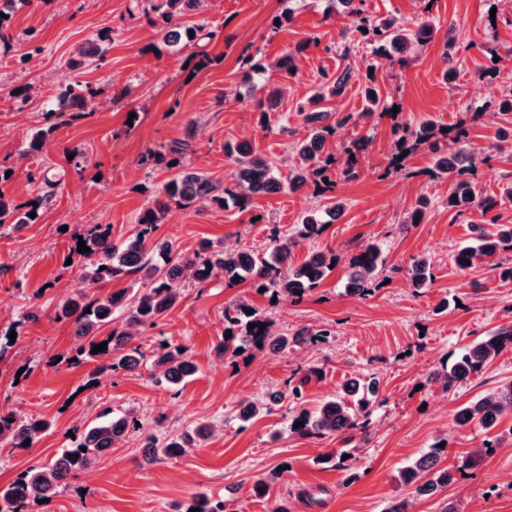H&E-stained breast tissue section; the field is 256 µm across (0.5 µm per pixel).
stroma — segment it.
Returning <instances> with one entry per match:
<instances>
[{"instance_id": "1", "label": "stroma", "mask_w": 512, "mask_h": 512, "mask_svg": "<svg viewBox=\"0 0 512 512\" xmlns=\"http://www.w3.org/2000/svg\"><path fill=\"white\" fill-rule=\"evenodd\" d=\"M145 7V0H33L9 19L16 39L9 52H0V167L10 169L6 187L22 202L38 192L26 180L33 165L48 170L59 186L38 223L0 238V303L8 307L0 314V334L16 333L0 359V402L53 421L31 447L0 453V487L70 447L73 436L107 410L135 416L145 431L160 437L201 419L212 422L215 433L207 447L149 466L141 463L138 436H130L35 512H172L174 504H189L202 492L233 500L236 512H268L274 496L300 489L314 501L295 504L294 512H382L391 498L405 494L396 478L407 460L439 442L444 464L453 466L492 435L500 437V445L474 476H458L444 494L414 498L411 512H438L445 497L460 500L467 512H512V414L490 432L454 422L459 407L512 380V351L454 390L428 381L459 347L512 323V280H502L489 263L463 272L455 267L454 251L483 217L475 209L461 215L448 210V182L431 177L427 149L408 156L402 170L388 172L390 116L337 127L327 140V151L341 168L346 147L369 138L358 157L357 178L338 180L334 196L285 190L255 196L247 211L199 203L172 210L159 224L156 238L182 251L204 239L261 250L268 245V225L290 234L307 212L326 211L338 197L347 204L344 215L314 242L317 249L335 250L337 266L301 302L273 301L251 281L228 288L219 277L206 287L186 289L168 317L137 336L147 354L163 342L184 348L198 367L188 381L158 386L143 367L102 376L98 386L88 387L94 364L78 359L81 340L72 323L55 318L67 295L83 287L79 265L67 262L76 236L91 225L108 224L114 237L126 238L156 191L173 177V170L141 165L142 154L191 139L189 168L222 183L232 170L225 143L249 141L256 153L281 163L293 142L308 133L295 105L325 72L352 71L345 94L327 104L332 112L361 110V76L373 63L382 94L398 106L400 119L464 125L468 148L487 158L477 170L481 188L499 194L512 180V143L499 138L512 124L497 110L504 89L512 87V0H364L367 16H391L410 29L430 17L440 27V35L404 68L374 59L368 37L355 31L340 0H210L202 14L185 18L188 25L223 31L207 48L213 64L194 73L186 67L188 52L158 46ZM451 27L458 36L457 75L448 81L442 32ZM103 29L112 33L104 63L74 66L78 49ZM303 40L310 46L294 76L273 69V62ZM33 41L41 53L30 54ZM247 50L269 65L260 81L246 76ZM490 67L494 75L479 78V70ZM78 81L99 91L92 115L58 128L42 153L26 155L32 132L45 122L46 101ZM30 84L39 87V97L21 101L18 89ZM276 87L284 90L280 106L261 121L257 103ZM474 108L482 111L475 120ZM132 110L140 120L130 129ZM74 146L91 157L85 171L65 160L66 149ZM423 198L430 205L422 224L401 229ZM369 241L381 243L385 265L370 295L348 294V259ZM422 254L432 259L435 281L416 294L403 270ZM240 296L272 320L276 332L327 325L335 337L288 354L253 347L216 357L224 309ZM34 308L38 319H25ZM313 367L323 376L305 389L311 407L335 395L351 376L377 374L379 395L365 433L348 441L302 437L289 429L286 403L250 422L237 420L241 401L267 400L269 393L284 390L293 374ZM341 450L360 473L350 485L342 470L316 462L319 455ZM267 477L273 480L271 494L258 497L253 485Z\"/></svg>"}]
</instances>
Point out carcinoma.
Masks as SVG:
<instances>
[{
  "instance_id": "obj_1",
  "label": "carcinoma",
  "mask_w": 512,
  "mask_h": 512,
  "mask_svg": "<svg viewBox=\"0 0 512 512\" xmlns=\"http://www.w3.org/2000/svg\"><path fill=\"white\" fill-rule=\"evenodd\" d=\"M205 2L207 0H162V3L151 6V11L145 12V16L148 24L162 35L166 45H181L187 49L198 45L203 39L213 41L219 36L216 29L207 30L202 25L185 26L180 22L182 16L200 9ZM340 2L348 7V16L355 30L371 36L373 54L390 57L393 63L401 67L407 66L411 53L424 48L437 33L436 26L430 20L409 30L393 19L377 22L363 15L354 0ZM110 42L108 35L99 34L91 48L80 52V55L102 62ZM310 44L311 41L306 40L295 50L286 52L273 67L290 74L296 68L297 56ZM455 47L456 39L450 28L443 56L446 65L444 77L447 80L456 74ZM351 78L348 69L339 74H325L309 97L297 102V115L308 125L309 132L305 139L294 145V157L284 178L277 174L268 159L255 153L247 142H240L227 150L233 164L231 183L228 185H218L187 168L183 159L191 147L188 142L192 138L190 134L187 139L175 143L164 152L150 150L142 157V163L148 166H179L181 170L162 186L158 197L140 215L135 231L123 244L112 241L110 224H95L81 234L89 251L80 253L75 249L73 253L77 254L80 262L81 278L92 292L84 291L67 298L55 313L56 319L73 323L76 336L87 339V346L81 347L78 355L99 362L93 377L118 370L132 372L137 369L144 355L140 348L133 346L134 336L145 327L156 326L159 320L179 305L183 299V271L186 269L192 271L191 279L201 288L220 276L224 277L227 287L252 280L265 289H273V295L278 298H292L297 302L317 288L336 268L337 257L332 250H311L302 263L295 265L292 262L294 249L312 242L321 233L322 221L314 214L304 216L292 235L281 232L278 225H273L266 257L208 241L202 242L192 252L176 254L171 242L156 240L153 234L171 209H188L200 202L203 196L221 208L229 198L244 211L251 206L254 196L277 193L285 188L290 191L312 188L317 194L333 191L336 187V167L334 156L325 152L328 137L335 133L338 126L355 125L389 109L386 98L380 95L371 77L362 90L363 111L348 112L333 122V113L310 110V106L328 97L341 95ZM95 97V89L77 81L59 96L60 103L48 102L45 112L54 122L36 130L30 140L28 153L33 155L41 152L58 127L90 110ZM281 97L282 90L277 89L259 100L261 118L266 119L268 113L277 110ZM392 135V167H400L398 157L403 151L412 153L420 148L428 149L435 154L430 174L448 179V209L456 213L477 209L487 217V223L494 226V230L489 231L483 224L472 225L475 235L473 244L461 246L453 255L454 265L459 270H468L478 262H494L502 252L512 250V224L499 223V217L495 214L503 205L512 203V182L497 196L487 195L479 188L475 175L484 159L462 147L466 142L465 128H457L454 136L450 137L443 128L430 121L420 124L399 122L394 125ZM26 177L29 183L39 184L42 193L32 202L18 204L11 193L0 187L1 237L36 223L42 209L49 206L55 195L58 183L48 178L46 170L30 169ZM31 212L36 216H29ZM348 264V290L359 296L368 295L372 292L377 272L383 266L380 245L368 242L360 246L351 254ZM432 269L429 257L414 258L405 271L409 287L415 292L430 287L434 281ZM121 279L128 282L126 288L103 297L94 293V289ZM118 309L123 310L125 316L123 325L112 328L108 336L98 338L99 330L112 322V316ZM251 324L254 325L252 329L249 328ZM224 331V340L215 347V354L219 358L229 351L237 353L248 346L269 345L280 351H293L297 346L323 343L331 335L330 330L316 326H302L291 335L277 334L273 331L272 322L244 299L224 309ZM103 343L107 344L106 350L92 353L95 346ZM509 350H512V324L500 326L460 347L451 363L436 370L430 381H439L445 390L450 391L480 375L497 356ZM151 367L152 380L160 386L182 382L197 372V366L186 352L168 344H162L155 350ZM318 373L320 370L315 369L299 378H289L285 391L270 396V400L280 402L286 398L291 403L302 404L305 386ZM343 392L355 397V401L348 404L338 396L324 401L313 412L301 410L292 420L294 424L302 423L295 432L306 438L322 440L343 435L350 437L365 429L372 398L377 394L376 377H371L366 383L356 378L350 379L345 382ZM263 410L264 403L248 401L240 405L237 418L248 422ZM506 411L512 412V381L460 408L454 420L460 427L477 422L484 429L492 430ZM50 427L51 421L44 417L22 415L11 407L1 405L0 450L23 448L27 441L35 440ZM138 430L137 419L129 415L111 416L90 427L75 445L62 449L53 462L33 465L18 474L7 487L0 488V512H29L38 505V501H45L67 487L116 441ZM213 433V425L207 420L197 422L194 427L176 436L160 438L143 433L140 435V445L144 448L143 462L151 465L180 456L188 448H203ZM497 447L498 443L486 440L461 463L448 467L441 465L443 449L435 445L400 468L397 482L413 489V494L417 496L435 495L454 483L457 474L476 470ZM317 462L347 469L348 483L358 479L355 471L346 468L341 453L321 456ZM231 505L229 499L216 500L200 493L187 508L176 505L173 510L228 512Z\"/></svg>"
}]
</instances>
